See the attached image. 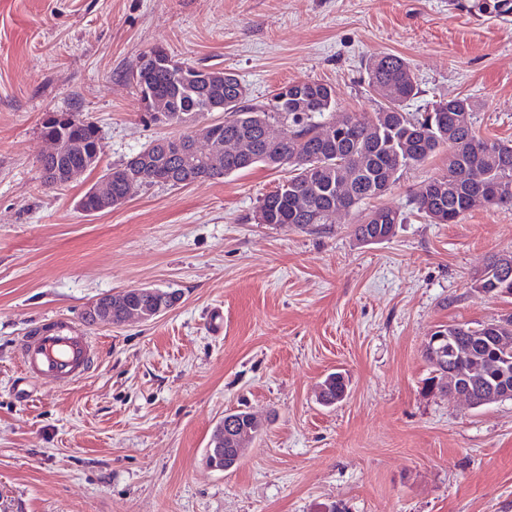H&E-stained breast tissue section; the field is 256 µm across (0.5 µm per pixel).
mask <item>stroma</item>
Instances as JSON below:
<instances>
[{
    "label": "stroma",
    "instance_id": "35a3bbf8",
    "mask_svg": "<svg viewBox=\"0 0 512 512\" xmlns=\"http://www.w3.org/2000/svg\"><path fill=\"white\" fill-rule=\"evenodd\" d=\"M480 0H0V512H512V400L471 408L429 392L431 333L512 313L476 278L512 252V209L430 224L410 201L446 153L405 169L381 202L406 214L363 245L360 211L302 228L260 224L287 177L257 166L140 189L89 215L87 185L167 128L146 123L132 73L162 47L229 69L252 103L331 85L337 113L372 112L366 66L405 58L409 105L467 95L480 136L512 140V12ZM77 110L100 166L45 185L41 127ZM179 302L148 322L88 324L89 305L141 287ZM223 320L213 330L214 317ZM68 322L93 363L63 385L22 371V340ZM346 398L327 407L332 373ZM262 424L238 465L206 449L229 410Z\"/></svg>",
    "mask_w": 512,
    "mask_h": 512
}]
</instances>
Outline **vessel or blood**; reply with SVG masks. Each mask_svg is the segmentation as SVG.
Wrapping results in <instances>:
<instances>
[{
  "label": "vessel or blood",
  "mask_w": 512,
  "mask_h": 512,
  "mask_svg": "<svg viewBox=\"0 0 512 512\" xmlns=\"http://www.w3.org/2000/svg\"><path fill=\"white\" fill-rule=\"evenodd\" d=\"M90 364V344L85 332L67 323H58L24 340L20 365L35 378L47 377L74 383L84 377Z\"/></svg>",
  "instance_id": "vessel-or-blood-1"
}]
</instances>
